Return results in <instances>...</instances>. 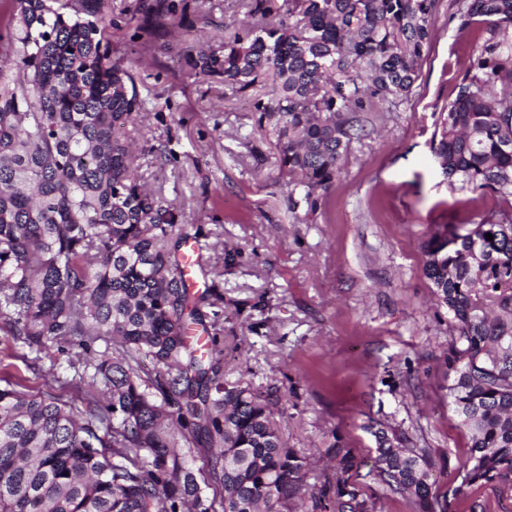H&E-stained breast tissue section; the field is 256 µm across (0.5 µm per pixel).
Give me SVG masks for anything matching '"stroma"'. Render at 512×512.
Wrapping results in <instances>:
<instances>
[{
  "label": "stroma",
  "mask_w": 512,
  "mask_h": 512,
  "mask_svg": "<svg viewBox=\"0 0 512 512\" xmlns=\"http://www.w3.org/2000/svg\"><path fill=\"white\" fill-rule=\"evenodd\" d=\"M461 0H439L434 36L408 98L374 103L368 134L353 143L326 203L288 210V178L256 162L246 99L185 71L197 38L176 32L140 53L130 36L156 0H112L114 42L141 60L146 100L133 137L142 182L183 207L203 248L201 286L224 297V380L269 398L289 447L306 457L308 487L335 476V442L361 460L374 512H416L410 495L378 476L374 433L405 432L414 448L445 460L432 493L443 512H512V490L466 486L469 439L448 396L456 331L423 272V243L443 224L495 207L491 196L450 189L432 152L437 116L475 55L479 26L461 28ZM171 159L158 164L153 150ZM78 340L41 353L0 329V372L27 389L82 374Z\"/></svg>",
  "instance_id": "obj_1"
}]
</instances>
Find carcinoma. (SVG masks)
<instances>
[{
    "label": "carcinoma",
    "mask_w": 512,
    "mask_h": 512,
    "mask_svg": "<svg viewBox=\"0 0 512 512\" xmlns=\"http://www.w3.org/2000/svg\"><path fill=\"white\" fill-rule=\"evenodd\" d=\"M438 0H247L248 20L187 58L246 97L253 134L289 175L288 210H317L364 130L373 100L410 94ZM197 0H160L130 37L148 50L195 27ZM483 27L476 57L439 113L432 149L444 180L502 205L464 235L424 244V274L459 345L448 396L470 437L466 485L512 486V0H463ZM111 0H0V319L37 353L78 337L111 340L77 394L0 384V512H293L308 463L270 403L224 383L219 312L191 291L177 253L180 206L138 176L130 129L145 108L137 62L117 51ZM492 234L489 241L486 234ZM207 338V348L194 342ZM154 376L140 374V358ZM212 449L195 466L196 438ZM379 477L435 512L434 463L381 431ZM336 482L312 492L336 512H369L350 448Z\"/></svg>",
    "instance_id": "cac0c4a2"
}]
</instances>
